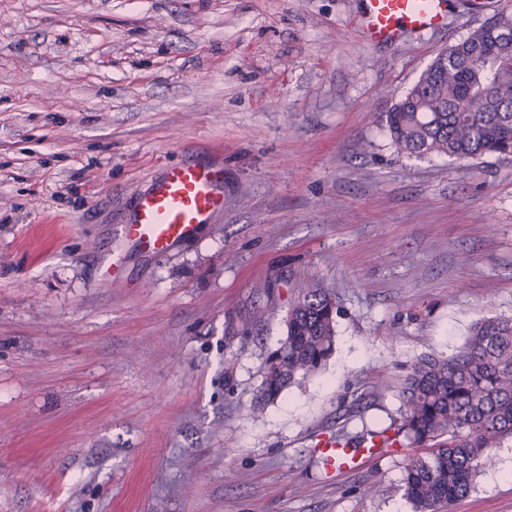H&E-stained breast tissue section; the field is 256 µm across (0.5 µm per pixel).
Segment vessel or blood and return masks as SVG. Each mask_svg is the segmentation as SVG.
Returning a JSON list of instances; mask_svg holds the SVG:
<instances>
[{
    "mask_svg": "<svg viewBox=\"0 0 512 512\" xmlns=\"http://www.w3.org/2000/svg\"><path fill=\"white\" fill-rule=\"evenodd\" d=\"M444 0H365L359 27L370 44L399 42L405 31L434 29L444 21ZM224 208V169L219 162L170 165L159 179L136 193L117 229L119 248L113 249L103 267V279L119 281L129 252L153 254L170 251L193 238L201 225L212 223ZM328 459H340L342 468L372 459L376 451L345 449L323 443Z\"/></svg>",
    "mask_w": 512,
    "mask_h": 512,
    "instance_id": "1",
    "label": "vessel or blood"
}]
</instances>
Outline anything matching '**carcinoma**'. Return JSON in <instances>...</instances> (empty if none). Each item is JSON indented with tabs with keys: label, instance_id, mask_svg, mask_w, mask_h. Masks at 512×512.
<instances>
[{
	"label": "carcinoma",
	"instance_id": "1",
	"mask_svg": "<svg viewBox=\"0 0 512 512\" xmlns=\"http://www.w3.org/2000/svg\"><path fill=\"white\" fill-rule=\"evenodd\" d=\"M392 144L416 157L512 156V11L502 9L436 58L383 119ZM336 306L316 284L300 289L286 337L265 366L270 401L319 371L334 351ZM401 423L370 430L357 445L399 441L421 452L401 479L411 512H445L476 486L493 449L512 442V317L473 324L455 352L425 355L401 387Z\"/></svg>",
	"mask_w": 512,
	"mask_h": 512
}]
</instances>
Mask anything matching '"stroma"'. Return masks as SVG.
Returning a JSON list of instances; mask_svg holds the SVG:
<instances>
[{"mask_svg":"<svg viewBox=\"0 0 512 512\" xmlns=\"http://www.w3.org/2000/svg\"><path fill=\"white\" fill-rule=\"evenodd\" d=\"M512 0L370 46L362 0H0V512H410L421 355L512 316V158L400 153L381 125ZM224 145V210L101 280L132 195ZM336 345L262 404L302 282ZM450 512H512V445Z\"/></svg>","mask_w":512,"mask_h":512,"instance_id":"stroma-1","label":"stroma"}]
</instances>
